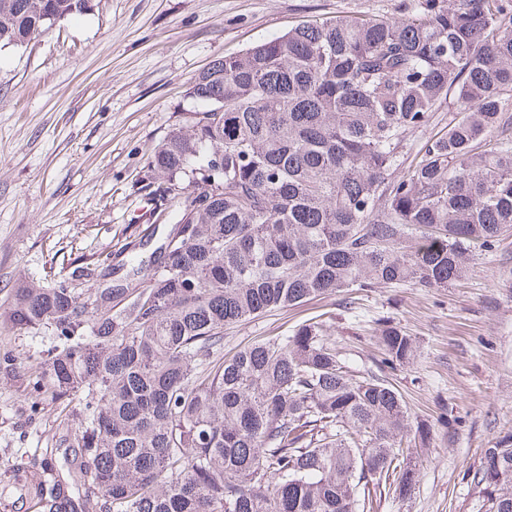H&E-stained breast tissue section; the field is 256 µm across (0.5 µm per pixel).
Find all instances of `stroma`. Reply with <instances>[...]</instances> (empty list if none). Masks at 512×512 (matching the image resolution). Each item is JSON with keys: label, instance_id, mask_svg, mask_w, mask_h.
Segmentation results:
<instances>
[{"label": "stroma", "instance_id": "obj_1", "mask_svg": "<svg viewBox=\"0 0 512 512\" xmlns=\"http://www.w3.org/2000/svg\"><path fill=\"white\" fill-rule=\"evenodd\" d=\"M411 0H96L24 47L0 44V309L17 279L62 283L83 297L128 281L132 257L159 254L177 221L157 211L150 155L199 105L188 89L214 59L242 53L298 23L347 13L403 17ZM327 314L350 370L377 372V318L417 343L389 372L410 425L431 443L409 458L419 474L373 512H483L468 473L512 434V236L448 289L378 288L355 304L338 294L224 332L232 350ZM51 333L0 342L23 367L0 369V473L25 477L42 451L68 446L57 402L33 369Z\"/></svg>", "mask_w": 512, "mask_h": 512}]
</instances>
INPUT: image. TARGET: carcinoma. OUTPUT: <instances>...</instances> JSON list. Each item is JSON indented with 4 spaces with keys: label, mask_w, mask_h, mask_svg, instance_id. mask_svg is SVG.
<instances>
[{
    "label": "carcinoma",
    "mask_w": 512,
    "mask_h": 512,
    "mask_svg": "<svg viewBox=\"0 0 512 512\" xmlns=\"http://www.w3.org/2000/svg\"><path fill=\"white\" fill-rule=\"evenodd\" d=\"M89 1L0 0V44ZM189 96L205 108L151 156L179 219L131 267L143 286L79 299L19 280L0 312L1 336L53 333L33 387L73 427L70 483L35 474L21 491L43 512H368L377 477L409 494L404 449L429 428L407 426L387 377L350 374L330 320L230 356L224 328L336 293L449 288L512 231V0L302 22L214 60ZM376 324L383 366L411 363V336ZM469 477L485 512H512V436ZM70 485L90 490L79 506Z\"/></svg>",
    "instance_id": "obj_1"
}]
</instances>
